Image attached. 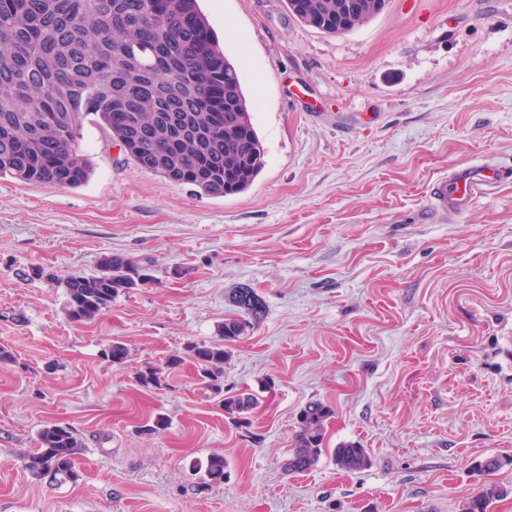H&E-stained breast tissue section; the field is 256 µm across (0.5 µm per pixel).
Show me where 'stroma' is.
<instances>
[{
  "label": "stroma",
  "mask_w": 512,
  "mask_h": 512,
  "mask_svg": "<svg viewBox=\"0 0 512 512\" xmlns=\"http://www.w3.org/2000/svg\"><path fill=\"white\" fill-rule=\"evenodd\" d=\"M198 4L266 165L205 196L127 164L88 121L84 185L0 178V512H461L475 464L512 457V179L445 221L427 192L460 164L512 166V0H388L339 36L285 0ZM107 253L155 283L70 319L63 279ZM245 285L265 315L216 391L184 348L219 341ZM113 343L124 364L102 358ZM174 354L165 387L137 383ZM243 388L260 401L244 424L222 404ZM311 401L332 409L323 452L289 474ZM51 423L83 442L77 480L22 467ZM350 441L366 469L336 466ZM214 454L224 480L207 486L196 465Z\"/></svg>",
  "instance_id": "35a3bbf8"
}]
</instances>
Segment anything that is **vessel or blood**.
Here are the masks:
<instances>
[{
	"label": "vessel or blood",
	"instance_id": "b4317fda",
	"mask_svg": "<svg viewBox=\"0 0 512 512\" xmlns=\"http://www.w3.org/2000/svg\"><path fill=\"white\" fill-rule=\"evenodd\" d=\"M512 172L494 162L454 168L448 177L435 181L429 192L430 207L438 219L462 214L480 198L493 193Z\"/></svg>",
	"mask_w": 512,
	"mask_h": 512
}]
</instances>
